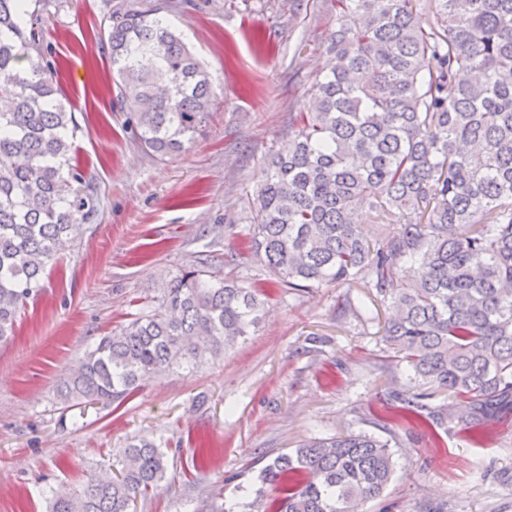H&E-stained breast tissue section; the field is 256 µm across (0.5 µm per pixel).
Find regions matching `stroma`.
Here are the masks:
<instances>
[{"label":"stroma","instance_id":"1","mask_svg":"<svg viewBox=\"0 0 512 512\" xmlns=\"http://www.w3.org/2000/svg\"><path fill=\"white\" fill-rule=\"evenodd\" d=\"M125 0H45L46 58L80 129L75 155L98 207L0 344V512H48L60 487L111 474L132 436L161 445L170 480L136 512H211L254 487L277 455L312 437L365 431L397 444V473L363 512H512V412L474 424L464 402L422 386L379 330L346 307L349 288L275 289L252 336L219 359L150 378L121 408H69L57 387L100 336L128 322L180 269L265 272L242 245L270 154L311 111L334 0H171L168 21L209 72L215 96L191 147L148 156L117 105L99 41ZM424 394L445 426L393 419L395 393Z\"/></svg>","mask_w":512,"mask_h":512}]
</instances>
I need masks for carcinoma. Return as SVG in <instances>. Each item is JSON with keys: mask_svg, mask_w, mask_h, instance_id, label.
<instances>
[{"mask_svg": "<svg viewBox=\"0 0 512 512\" xmlns=\"http://www.w3.org/2000/svg\"><path fill=\"white\" fill-rule=\"evenodd\" d=\"M336 0L315 108L257 186L249 248L280 288L375 291L392 315L382 338L424 383L468 400L482 421L512 409V0ZM159 3L116 7L100 33L116 100L142 149L187 150L213 98L208 74ZM27 0H0V342L47 267L97 211L74 157L78 131L47 77ZM368 206L398 225L375 239ZM414 266L409 282L401 268ZM260 281L219 277L200 259L147 312L85 351L64 381L70 407H121L149 378L217 359L263 319ZM409 418L420 395L396 394ZM118 476L55 492L50 512H135L168 479L159 446L134 439ZM391 441L365 432L311 438L261 469L241 512H351L395 474ZM279 493L267 497L265 486Z\"/></svg>", "mask_w": 512, "mask_h": 512, "instance_id": "cac0c4a2", "label": "carcinoma"}]
</instances>
